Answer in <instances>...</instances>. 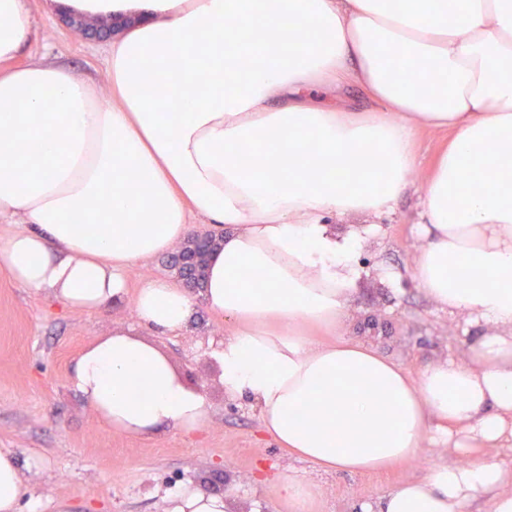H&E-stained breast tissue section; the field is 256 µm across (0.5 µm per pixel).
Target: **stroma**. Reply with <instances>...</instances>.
Segmentation results:
<instances>
[{"instance_id": "stroma-1", "label": "stroma", "mask_w": 512, "mask_h": 512, "mask_svg": "<svg viewBox=\"0 0 512 512\" xmlns=\"http://www.w3.org/2000/svg\"><path fill=\"white\" fill-rule=\"evenodd\" d=\"M30 6L38 31L27 58L46 57L102 78L107 42L71 36L56 17L41 15V0ZM450 138L446 131L415 133L411 185L391 209L332 219L338 235L359 239L351 255L358 288L339 335L414 372L439 359L468 360L480 334L463 316L439 309L413 276L420 194ZM115 327H136L131 303L102 313L68 309L49 291L23 287L0 268V448L29 465L30 490L17 512H166L184 488L209 495L222 480L227 512H289L279 492L288 477L311 487L312 512H355L359 503L421 479L430 465L456 460L441 436L381 474L326 472L289 454L264 433L246 398L225 393L215 353L230 327L202 309L182 331H141L203 395L202 425L192 432L165 426L149 438L120 434L97 419L71 382L84 347Z\"/></svg>"}]
</instances>
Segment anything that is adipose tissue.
I'll return each instance as SVG.
<instances>
[{"label": "adipose tissue", "instance_id": "adipose-tissue-1", "mask_svg": "<svg viewBox=\"0 0 512 512\" xmlns=\"http://www.w3.org/2000/svg\"><path fill=\"white\" fill-rule=\"evenodd\" d=\"M48 14L120 21L105 60L108 94L61 63L21 62L36 34L28 0H0V265L68 307L132 300L137 323L183 330L197 309L229 321L224 390L246 397L265 433L321 469L379 472L407 460L439 421L462 463L432 465L360 512H467L478 493L512 512V0H44ZM268 36L239 64L224 42L253 21ZM419 66L394 72L387 55ZM372 108L354 112L346 88ZM189 107L158 110L148 90ZM451 132L421 195V290L450 314L484 322L470 359L413 373L334 331L359 273L353 236L326 219L391 209L416 164L413 133ZM500 145L489 155L481 147ZM223 226L200 291L126 269ZM483 275L467 287L470 268ZM260 273L264 289L252 285ZM101 423L144 438L196 430L202 396L167 357L120 327L73 368ZM29 486L0 448V512Z\"/></svg>", "mask_w": 512, "mask_h": 512}]
</instances>
